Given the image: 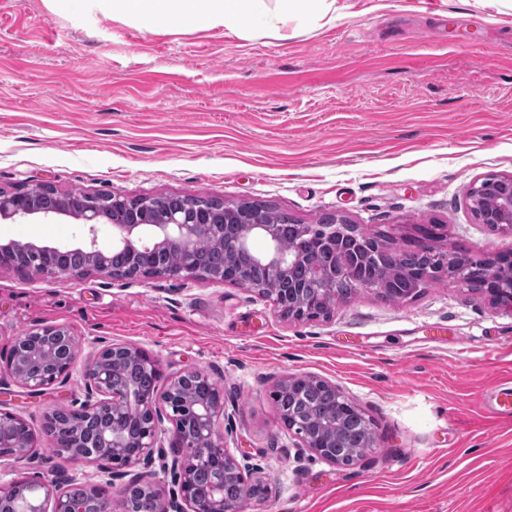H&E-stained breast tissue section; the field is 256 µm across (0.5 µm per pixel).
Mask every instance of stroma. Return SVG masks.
<instances>
[{
	"instance_id": "stroma-1",
	"label": "stroma",
	"mask_w": 512,
	"mask_h": 512,
	"mask_svg": "<svg viewBox=\"0 0 512 512\" xmlns=\"http://www.w3.org/2000/svg\"><path fill=\"white\" fill-rule=\"evenodd\" d=\"M490 175L512 176V0H336L335 19L239 33L0 0V191L259 201L303 224L343 215L395 249L435 224L436 248L491 258L512 237L476 223L467 198ZM81 228L0 221V242L74 244ZM40 324L69 326L78 358L47 391L0 386L37 445L0 457V484L37 472L121 504L111 464L52 455L40 431L48 409L85 401L87 366L120 343L217 381L226 444L269 490L241 512H512V416L486 407L512 385V308L487 294L441 277L405 301L361 291L296 320L229 283L0 268V365ZM293 374L335 383L371 420L361 460L331 464L281 427L271 393ZM177 456L164 434L138 467L165 500Z\"/></svg>"
}]
</instances>
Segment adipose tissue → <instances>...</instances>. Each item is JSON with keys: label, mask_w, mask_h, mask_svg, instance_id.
I'll list each match as a JSON object with an SVG mask.
<instances>
[{"label": "adipose tissue", "mask_w": 512, "mask_h": 512, "mask_svg": "<svg viewBox=\"0 0 512 512\" xmlns=\"http://www.w3.org/2000/svg\"><path fill=\"white\" fill-rule=\"evenodd\" d=\"M105 14L132 20L148 31L183 28L207 31L221 26L230 30L252 29L257 23L287 24L289 19L330 12V0H277L268 12L265 0H99Z\"/></svg>", "instance_id": "adipose-tissue-1"}]
</instances>
